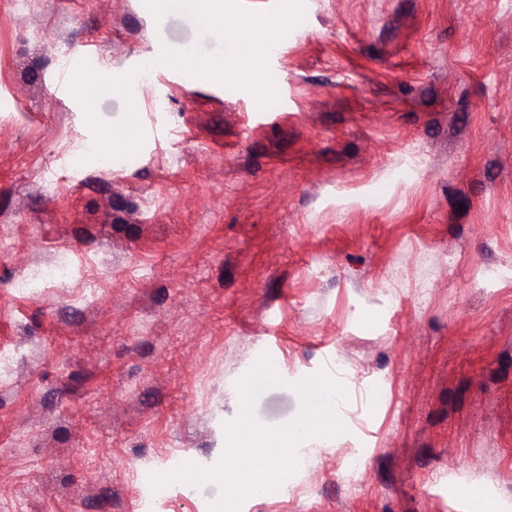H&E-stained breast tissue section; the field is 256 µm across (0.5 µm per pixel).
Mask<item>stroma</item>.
<instances>
[{"mask_svg": "<svg viewBox=\"0 0 512 512\" xmlns=\"http://www.w3.org/2000/svg\"><path fill=\"white\" fill-rule=\"evenodd\" d=\"M304 3L275 104L153 67L145 142L106 170L75 66L120 76L197 27L144 0H0V512H209L215 484L143 489L171 456L219 461L264 353L285 384L258 421L341 364L346 431L241 512L512 504V0ZM54 262L70 281L16 291Z\"/></svg>", "mask_w": 512, "mask_h": 512, "instance_id": "1", "label": "stroma"}]
</instances>
